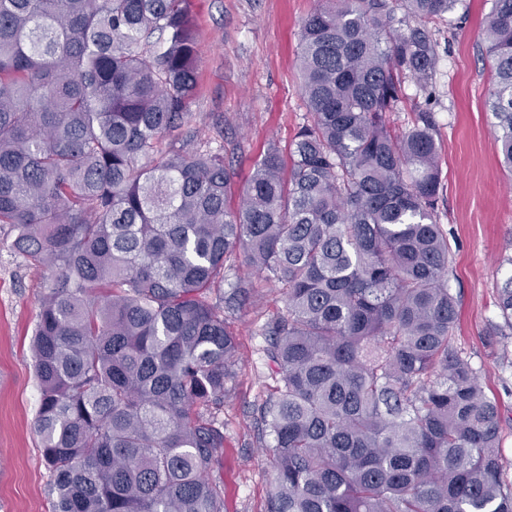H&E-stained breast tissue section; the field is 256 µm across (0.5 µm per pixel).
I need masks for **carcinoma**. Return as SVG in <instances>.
<instances>
[{
	"label": "carcinoma",
	"instance_id": "cac0c4a2",
	"mask_svg": "<svg viewBox=\"0 0 512 512\" xmlns=\"http://www.w3.org/2000/svg\"><path fill=\"white\" fill-rule=\"evenodd\" d=\"M463 0H318L299 39L310 119L269 144L239 204L224 148L185 135L199 91L192 0H0V224L51 274L32 352L50 512H224V319L254 284L281 386L259 407L265 512H512L497 405L455 345L433 113L394 132L430 25ZM487 106L512 172V0H493ZM512 332V273L497 288Z\"/></svg>",
	"mask_w": 512,
	"mask_h": 512
}]
</instances>
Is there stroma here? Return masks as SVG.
<instances>
[{
    "label": "stroma",
    "mask_w": 512,
    "mask_h": 512,
    "mask_svg": "<svg viewBox=\"0 0 512 512\" xmlns=\"http://www.w3.org/2000/svg\"><path fill=\"white\" fill-rule=\"evenodd\" d=\"M435 31L438 63L427 92L414 82L394 107L392 125L404 126L417 105L436 121L443 194L438 218L455 247L448 286L459 298L455 343L482 369L481 383L500 413L502 454L512 478V335L489 337L496 319L501 252L512 246V175L499 163L486 101L494 65L483 20L492 0H464ZM316 0H193L201 27L199 92L188 124L199 138L223 147L245 186L268 144L288 151L307 117L297 62L298 33ZM223 133H216V121ZM0 228V512H49L50 473L36 432L41 391L30 339L46 286L41 270L9 247ZM255 281L250 303L227 315L239 341L238 374L224 398V454L212 477L224 487V512H264L275 485V462L260 445L257 407L275 383L262 326L285 310V298Z\"/></svg>",
    "instance_id": "35a3bbf8"
}]
</instances>
